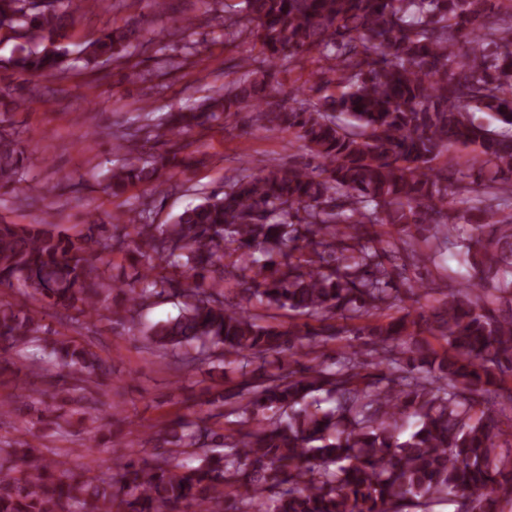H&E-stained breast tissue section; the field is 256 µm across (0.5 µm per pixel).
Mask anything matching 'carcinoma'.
Masks as SVG:
<instances>
[{"instance_id":"1","label":"carcinoma","mask_w":512,"mask_h":512,"mask_svg":"<svg viewBox=\"0 0 512 512\" xmlns=\"http://www.w3.org/2000/svg\"><path fill=\"white\" fill-rule=\"evenodd\" d=\"M241 16L215 14L224 41L253 35L258 54L201 111L168 114L117 136L126 162L106 177L116 197L158 188L190 165L140 150L181 136L191 122L250 112L309 156L303 166L234 174L168 224L146 210L92 214L74 234L0 220V286L57 314L88 320L124 296L134 313L154 296L182 298L179 314L143 335L152 353L190 369L194 348L237 361L224 396L238 428L224 435L182 416L145 456L112 450L111 470L89 475L60 460L49 469L0 446V512H411L451 501L455 512H504L512 457L497 453L489 404H512V0H242ZM68 0H0L12 54L0 69L26 81L68 64L62 43ZM135 22L105 30L81 49L85 65L121 59L139 41ZM309 79L285 94L277 74L296 61ZM340 93H326L330 86ZM486 112L499 126L477 123ZM470 152L460 168L455 152ZM24 181L22 152L0 130V188ZM467 198L454 212L448 195ZM115 223L135 237L112 234ZM391 224L399 243L374 227ZM456 249L470 283L444 277L414 287L409 271L432 261L430 240ZM135 252L125 280L102 254ZM236 255L224 263L227 253ZM238 295L318 323L269 324L230 304ZM487 281L504 284L494 295ZM437 293L429 312L377 319L401 292ZM353 324L363 346L334 356L315 348ZM39 312L0 300V374L24 391L23 347L47 341L60 372L42 393L56 400L103 373L90 348L47 339ZM442 339L437 351L429 341ZM378 369L367 381L363 371ZM332 406L323 409L320 395Z\"/></svg>"}]
</instances>
